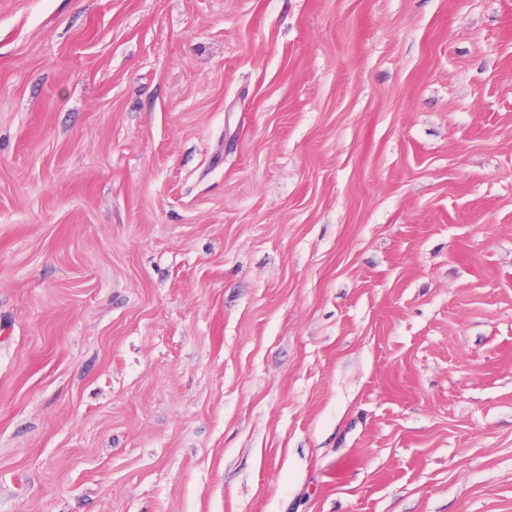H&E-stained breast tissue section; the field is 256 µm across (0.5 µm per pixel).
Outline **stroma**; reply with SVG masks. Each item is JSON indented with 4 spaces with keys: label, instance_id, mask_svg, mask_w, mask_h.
<instances>
[{
    "label": "stroma",
    "instance_id": "obj_1",
    "mask_svg": "<svg viewBox=\"0 0 512 512\" xmlns=\"http://www.w3.org/2000/svg\"><path fill=\"white\" fill-rule=\"evenodd\" d=\"M0 512H512V0H0Z\"/></svg>",
    "mask_w": 512,
    "mask_h": 512
}]
</instances>
